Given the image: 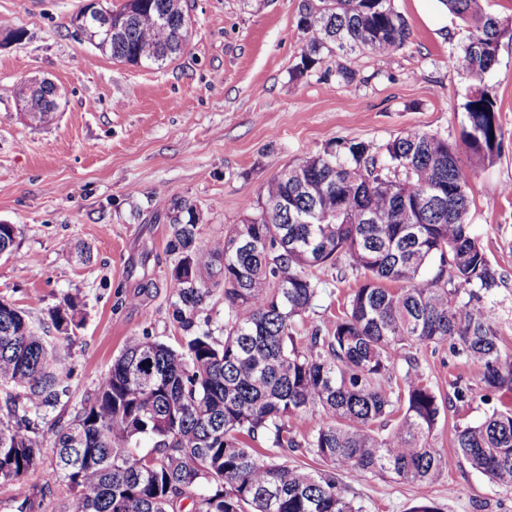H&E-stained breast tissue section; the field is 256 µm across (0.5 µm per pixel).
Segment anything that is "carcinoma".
<instances>
[{
	"instance_id": "1",
	"label": "carcinoma",
	"mask_w": 512,
	"mask_h": 512,
	"mask_svg": "<svg viewBox=\"0 0 512 512\" xmlns=\"http://www.w3.org/2000/svg\"><path fill=\"white\" fill-rule=\"evenodd\" d=\"M439 2L467 28L456 56L472 80L462 141L474 161L490 164L503 132L484 78L512 28L482 0ZM183 8V0H121L99 25L78 16L72 24L117 61L162 65L187 46ZM297 27L299 73L323 54L386 57L411 38L391 0H303ZM470 206L458 148L410 130L386 144L383 160L356 140L296 160L262 185L244 222L207 245L197 241L194 212L174 220V313L189 331L221 290L223 338L202 330L178 349L127 338L93 395L54 433L76 512H174L189 493L193 512H366L340 474L427 485L463 461L511 491L512 360L502 357L494 309L477 294L499 273L471 232ZM16 237V225L0 224V254H15ZM340 258L363 281L332 326L296 341L295 319L318 292L305 268ZM78 314L69 298L37 326L0 300V480L15 483L17 512H30L36 495L22 478L44 442L38 419L69 390L60 348ZM448 341L481 365L486 396L499 400L457 430L452 455L429 444L445 402L419 374H398L401 362H415L406 349ZM299 416L315 423L301 441L290 425ZM389 419L390 431L376 429ZM143 440L152 451L133 452ZM258 440L303 447L322 468L262 460L251 446Z\"/></svg>"
}]
</instances>
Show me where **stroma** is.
Here are the masks:
<instances>
[{"label":"stroma","mask_w":512,"mask_h":512,"mask_svg":"<svg viewBox=\"0 0 512 512\" xmlns=\"http://www.w3.org/2000/svg\"><path fill=\"white\" fill-rule=\"evenodd\" d=\"M412 36L387 58H346L353 84L326 57L296 73L303 0H187L185 51L163 67L113 60L76 36L71 25L84 0H0V224L20 229L15 253L0 256V298L33 322L69 297L84 320L63 349L71 386L42 420L43 431L67 421L97 388L128 336L180 347L186 333L173 315L167 251L174 202L199 216V243L223 237L256 202L260 187L292 161L358 140L380 153L408 130L460 143L466 125V75L454 56L467 32L437 0H392ZM485 77L504 133L500 156L478 166L464 160L473 233L502 274L483 294L496 312L502 350L512 356V36ZM49 79L62 106L35 127L18 112L13 88ZM86 259H79V251ZM319 290L294 334L331 325L362 278L348 266L310 271ZM416 369L446 398L430 440L454 451L459 427L480 421L481 367L449 344L412 348ZM469 387L465 401L455 386ZM45 444L24 480L46 489L38 512H75L76 496L59 479ZM368 512H412L423 502L439 512H512V492L468 465L436 483L342 475Z\"/></svg>","instance_id":"1"}]
</instances>
